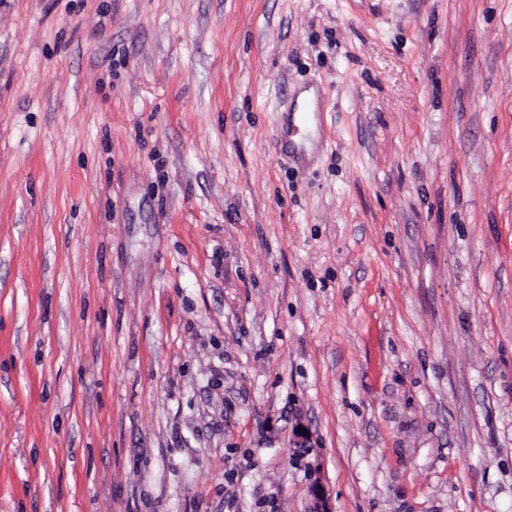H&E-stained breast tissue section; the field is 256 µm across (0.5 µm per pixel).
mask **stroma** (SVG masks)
I'll use <instances>...</instances> for the list:
<instances>
[{"label":"stroma","mask_w":512,"mask_h":512,"mask_svg":"<svg viewBox=\"0 0 512 512\" xmlns=\"http://www.w3.org/2000/svg\"><path fill=\"white\" fill-rule=\"evenodd\" d=\"M316 483L512 512V0H0V512Z\"/></svg>","instance_id":"1"}]
</instances>
